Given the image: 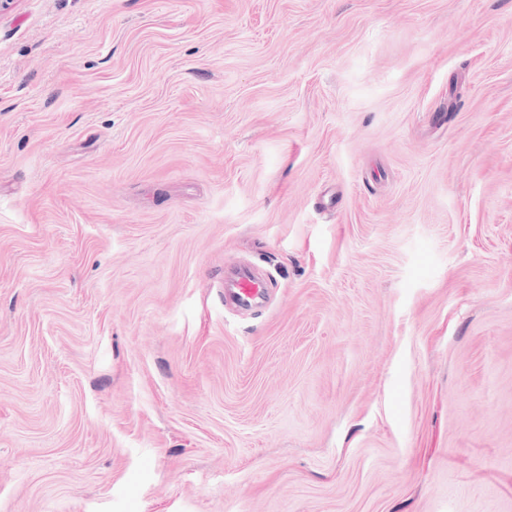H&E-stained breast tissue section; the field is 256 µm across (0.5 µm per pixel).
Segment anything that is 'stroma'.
I'll list each match as a JSON object with an SVG mask.
<instances>
[{"instance_id":"1","label":"stroma","mask_w":512,"mask_h":512,"mask_svg":"<svg viewBox=\"0 0 512 512\" xmlns=\"http://www.w3.org/2000/svg\"><path fill=\"white\" fill-rule=\"evenodd\" d=\"M0 512H512V0L0 11ZM265 282L248 270H242L229 291L231 299L240 306H250L263 299Z\"/></svg>"}]
</instances>
